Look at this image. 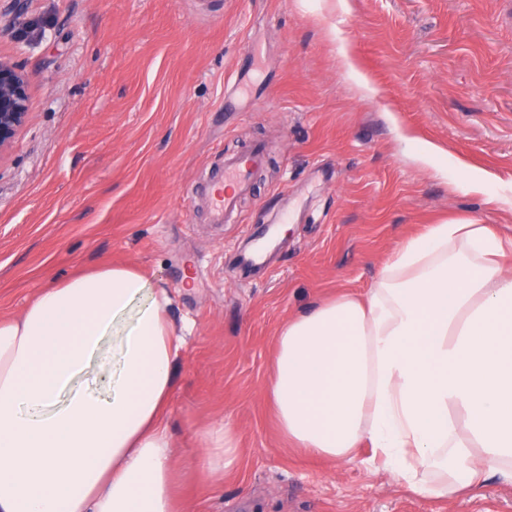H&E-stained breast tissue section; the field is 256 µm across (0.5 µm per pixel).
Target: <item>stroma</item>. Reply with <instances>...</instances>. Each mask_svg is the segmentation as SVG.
Here are the masks:
<instances>
[{
    "label": "stroma",
    "instance_id": "obj_1",
    "mask_svg": "<svg viewBox=\"0 0 512 512\" xmlns=\"http://www.w3.org/2000/svg\"><path fill=\"white\" fill-rule=\"evenodd\" d=\"M0 23L30 110L0 149V317L82 268L167 288L184 335L167 425L187 512H512V485L421 498L369 450L289 448L265 386L289 319L371 288L451 218L512 236V0H30ZM264 149L232 223L205 186ZM490 174L485 192L470 172ZM494 204H487V197ZM240 465L198 488L199 430ZM28 12V0H11L5 7L2 15L9 18V22H13L15 31L21 36H28L32 32V28L37 26L35 23H30L26 17Z\"/></svg>",
    "mask_w": 512,
    "mask_h": 512
}]
</instances>
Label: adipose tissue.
<instances>
[{"label":"adipose tissue","mask_w":512,"mask_h":512,"mask_svg":"<svg viewBox=\"0 0 512 512\" xmlns=\"http://www.w3.org/2000/svg\"><path fill=\"white\" fill-rule=\"evenodd\" d=\"M170 305L111 264L0 318V512H182ZM268 394L290 448L344 464L370 449L418 496L512 480V237L471 219L405 237L372 288L281 328ZM199 437L220 479L233 429ZM434 466L446 481L419 479Z\"/></svg>","instance_id":"obj_1"}]
</instances>
